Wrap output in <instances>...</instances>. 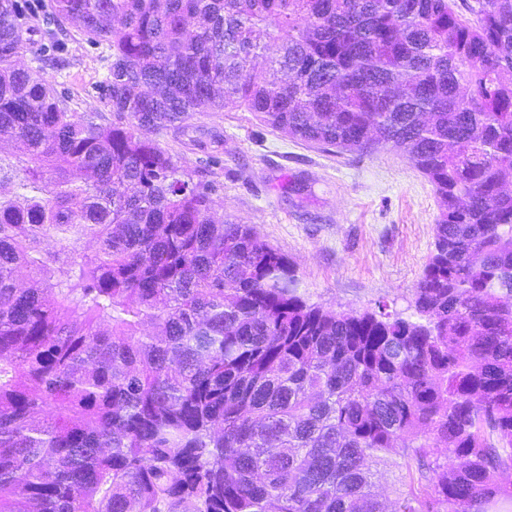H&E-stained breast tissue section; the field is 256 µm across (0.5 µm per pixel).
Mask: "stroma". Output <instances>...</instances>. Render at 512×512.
Wrapping results in <instances>:
<instances>
[{"label":"stroma","mask_w":512,"mask_h":512,"mask_svg":"<svg viewBox=\"0 0 512 512\" xmlns=\"http://www.w3.org/2000/svg\"><path fill=\"white\" fill-rule=\"evenodd\" d=\"M45 73L77 112L114 114L98 86L107 45L79 33L44 39ZM184 132L156 139L184 169L216 187L217 213L250 224L287 254L298 291L329 309H406L428 260L440 203L403 151L379 145L357 154L310 147L250 112H195Z\"/></svg>","instance_id":"stroma-1"}]
</instances>
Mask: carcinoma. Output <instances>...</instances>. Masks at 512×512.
<instances>
[{"mask_svg":"<svg viewBox=\"0 0 512 512\" xmlns=\"http://www.w3.org/2000/svg\"><path fill=\"white\" fill-rule=\"evenodd\" d=\"M51 8L107 44L116 120L56 95L45 32L0 0V512L511 506L512 0ZM228 104L322 149L404 150L441 203L407 311L308 302L151 137Z\"/></svg>","mask_w":512,"mask_h":512,"instance_id":"obj_1","label":"carcinoma"}]
</instances>
